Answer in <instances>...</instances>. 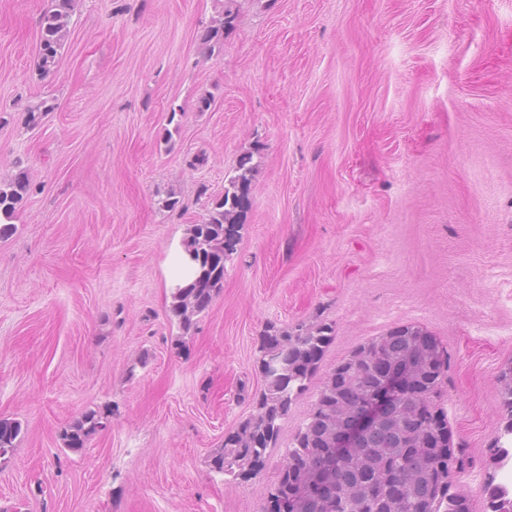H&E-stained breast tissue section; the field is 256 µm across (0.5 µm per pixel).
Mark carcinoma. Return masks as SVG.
<instances>
[{
	"instance_id": "obj_1",
	"label": "carcinoma",
	"mask_w": 512,
	"mask_h": 512,
	"mask_svg": "<svg viewBox=\"0 0 512 512\" xmlns=\"http://www.w3.org/2000/svg\"><path fill=\"white\" fill-rule=\"evenodd\" d=\"M78 0H46L40 18L37 65L41 73L57 71L70 36ZM235 18L226 7L200 34L208 53L224 45V28ZM251 157L243 156L224 188L211 202L207 218L188 228L184 252L192 278L171 288L169 312L190 330L194 317L209 308L224 280V259L237 251L244 201L253 188ZM32 185L25 172L0 182V235L12 230L18 207ZM333 325L300 322L289 329L273 326L261 339L264 388L257 410L224 440L213 461L224 462V474L249 481L266 463L280 420L316 373L333 340ZM415 356V377L397 391L385 388L393 365ZM448 378V351L430 334L401 327L382 336V343L362 347L342 361L322 382L313 411L293 439L281 465L266 512H471L468 495L451 490L448 470L466 466L462 448L448 452V420L441 400ZM110 411L90 410L63 433L68 450L79 452L105 427ZM359 420L361 438L355 453L336 458V438L344 423ZM18 424L0 421V459L14 452ZM491 512H512V497L501 484L483 487Z\"/></svg>"
}]
</instances>
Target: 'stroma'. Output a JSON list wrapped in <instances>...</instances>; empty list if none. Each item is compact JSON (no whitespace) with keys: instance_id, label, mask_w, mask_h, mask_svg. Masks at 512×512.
Instances as JSON below:
<instances>
[{"instance_id":"stroma-1","label":"stroma","mask_w":512,"mask_h":512,"mask_svg":"<svg viewBox=\"0 0 512 512\" xmlns=\"http://www.w3.org/2000/svg\"><path fill=\"white\" fill-rule=\"evenodd\" d=\"M224 3L80 0L44 75V0H0V180L33 182L0 236V420L20 426L0 506L264 512L328 372L415 326L450 355V445L489 512L512 363V0H234L203 54ZM245 154L238 251L182 331L170 265ZM316 320L334 339L265 470L211 471L255 410L266 326ZM97 407L106 428L66 449ZM234 18L233 11L225 6L223 12L213 20V24L203 30L200 41L205 52L212 54L216 48L220 49L224 45V28L230 26ZM109 414V410L102 411L100 409L83 413L63 433V441L66 448L73 452L81 451L93 434L98 432L100 428L106 427L103 420Z\"/></svg>"}]
</instances>
